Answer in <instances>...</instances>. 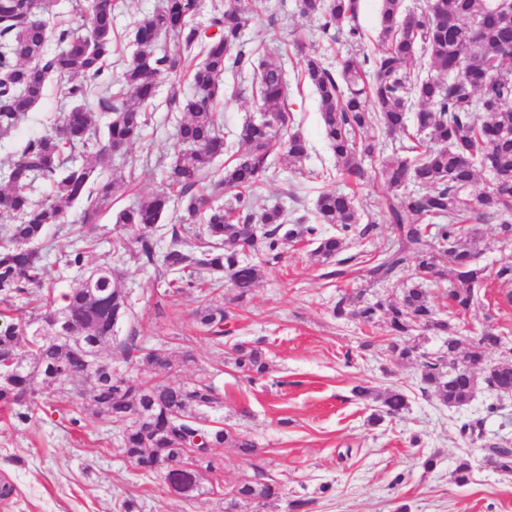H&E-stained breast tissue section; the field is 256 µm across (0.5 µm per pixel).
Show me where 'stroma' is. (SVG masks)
Instances as JSON below:
<instances>
[{
    "label": "stroma",
    "mask_w": 512,
    "mask_h": 512,
    "mask_svg": "<svg viewBox=\"0 0 512 512\" xmlns=\"http://www.w3.org/2000/svg\"><path fill=\"white\" fill-rule=\"evenodd\" d=\"M160 4L126 0L114 26L119 60L111 67L113 80H120L135 50L134 21ZM377 8L378 0H359L364 38L350 43L341 35L320 34L316 21L299 13L297 0H259L245 35L261 42L262 59L284 69L292 128L308 140L311 151L299 173L276 160L256 192L258 205L280 206L292 219L310 218L321 191L348 188L346 177L335 173L315 95L297 74L307 54L321 55L332 67L347 57L374 58ZM168 93V87H160L149 107L144 136L130 149L136 171L124 176L111 209L101 214L91 235L98 241L96 260L111 262L131 306L119 336L136 334L148 348L166 344L192 351L196 364L174 373V380L207 375L221 397L209 409L210 419L250 437L259 448L257 462L283 489L264 506L242 501L234 512H289L288 502L296 498L308 500V512H512V475L486 465L481 449L485 443L512 446V399L501 401L481 389L467 405L445 406L422 391L416 362L391 360L385 322L367 325L332 314L341 295L360 291L368 300H394L406 286L402 279L376 284L365 275L369 259L391 247L395 237L380 211L389 194L383 180L373 179L358 192L362 220L375 227L354 237L345 250L350 260L338 277H327L326 266L311 261L314 243L305 239L285 244L277 263L263 265L261 280L244 300H235L227 287L173 294L153 271L111 250L113 237L133 235L116 226L117 212L166 188L156 162L171 157L178 120L167 112ZM68 107L62 87L49 80L44 99L29 117L0 137V163L27 133L60 120ZM503 291L492 277L478 289L460 335L490 327L512 341V305L503 301ZM205 298L223 303L229 312L223 340H213L194 323L192 313ZM237 342L263 349L269 363L264 377L250 380L234 366L230 348ZM357 385L401 389L409 407L371 424L373 404L354 395ZM42 398L47 409L35 410L24 424L0 411V512H122L123 500L130 497L142 512H222L224 489L252 472V463L235 448L217 449L224 466L205 474V495L183 498L160 476L142 474L124 459L112 442L118 428L89 417L71 424L68 413L52 411L55 394L46 391ZM476 422L484 436L480 444L459 433L462 424ZM463 457L470 460L472 473L461 485L454 470ZM429 459L434 462L430 469L425 466Z\"/></svg>",
    "instance_id": "1"
}]
</instances>
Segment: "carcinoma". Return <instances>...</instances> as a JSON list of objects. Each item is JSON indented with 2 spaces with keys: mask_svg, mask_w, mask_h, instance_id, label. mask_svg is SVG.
I'll return each mask as SVG.
<instances>
[{
  "mask_svg": "<svg viewBox=\"0 0 512 512\" xmlns=\"http://www.w3.org/2000/svg\"><path fill=\"white\" fill-rule=\"evenodd\" d=\"M55 4L0 0V135L10 134L28 117L53 77L73 103L59 123L18 143L0 170V304L47 289L29 321H16L8 309H0V408L26 422L38 406V386L60 388L79 380L87 390L72 412L101 416L120 427L119 451L134 468L161 475L180 496H201L207 493L202 471L220 466L214 449L230 442L241 456L254 459L257 445L205 415L219 403L210 382L170 378L196 362L192 352L142 348L131 335L122 341L125 362L147 368L149 375L112 368L107 349L128 316V303L112 265L92 257L96 244L87 235L112 201V172L136 166L128 150L142 136L156 88L178 79L182 70L188 73L190 91L173 83L167 98L170 111L181 114L172 161L162 166L168 192L122 209L116 223L134 228L135 236H120L111 245L167 279L168 287L208 288L225 278L242 300L260 277L259 266L245 261L246 252H257L268 263L279 258L285 242L309 237L316 243L310 257L342 264L349 261L339 258L346 240L366 235L372 225L360 226L354 198L343 191L318 195L315 224L302 216L291 221L278 206L256 205L255 190L272 168L271 152L281 151L300 171L309 148L300 134L288 131L282 67L253 61L257 47L243 37L251 21L249 5L215 10L208 25L215 32L208 35L195 23L201 0H164L135 21L136 50L116 89L105 73L111 67L114 21L125 0H87L64 21L53 12ZM298 6L316 17L326 36L334 31L354 42L361 37L359 0H298ZM494 10L493 0H426L423 8L407 11L401 0H379L381 48L372 71L353 59L337 72L317 56L304 63L336 166L356 186L369 179L363 161L376 154V144L358 137L359 131L378 125L410 140L409 156L383 161L378 169L393 190L385 209L396 238L367 275L377 283L405 273L414 283L395 301L344 294L333 316L365 324L384 319L393 336L388 344L392 360L418 362L421 382L448 407L469 403L480 384L495 395L512 390V360L491 363L481 374L474 370L480 356L500 346L502 336L489 328L465 342L457 325L488 279L487 268L477 261L472 225L495 221L501 235L512 239V22L493 19ZM167 35L173 44L162 50L157 42ZM418 50L429 64L425 76L408 70ZM228 69L253 78L259 117L240 127L232 159L222 175L211 178L214 160L226 149L216 109L224 100L222 80ZM97 109L108 113L102 134ZM491 173L497 178L489 177L485 188L471 196L478 177ZM408 181L424 192H401ZM41 183L51 191L38 197ZM226 190L234 191L232 201L217 203ZM78 202L83 208L62 265L79 273L82 282L57 304L54 283L47 282L50 232L67 223L65 207ZM168 213L169 229L161 224ZM320 224L335 225L336 233H321ZM163 230L169 241L162 250ZM442 254L455 265L444 315L420 283L424 276L447 278L437 262ZM228 317L222 304L208 303L194 313L200 328L217 339ZM418 325L446 337L439 355L421 353L418 342L407 340ZM231 359L252 375L268 371L262 350L245 342L232 345ZM353 393L380 402L371 414L375 424L409 407L400 389L377 396L372 388L357 385ZM486 452L496 471L512 474V447L490 446ZM280 493V486L264 480L259 468L224 492V512H234L240 499L262 505Z\"/></svg>",
  "mask_w": 512,
  "mask_h": 512,
  "instance_id": "cac0c4a2",
  "label": "carcinoma"
}]
</instances>
